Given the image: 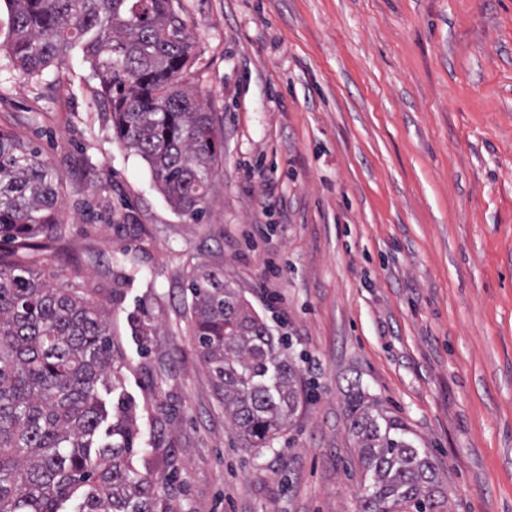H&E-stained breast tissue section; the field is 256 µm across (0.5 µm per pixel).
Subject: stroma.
<instances>
[{
  "label": "stroma",
  "instance_id": "1",
  "mask_svg": "<svg viewBox=\"0 0 512 512\" xmlns=\"http://www.w3.org/2000/svg\"><path fill=\"white\" fill-rule=\"evenodd\" d=\"M174 7L224 142L197 223L116 139L89 64L23 73L0 9V126L63 178L42 269L105 306L128 364L110 398L173 456L151 476L174 512H356L355 379L429 452L447 512H512V0ZM198 267L298 370L271 447H244L197 355Z\"/></svg>",
  "mask_w": 512,
  "mask_h": 512
}]
</instances>
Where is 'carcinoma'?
<instances>
[{
	"mask_svg": "<svg viewBox=\"0 0 512 512\" xmlns=\"http://www.w3.org/2000/svg\"><path fill=\"white\" fill-rule=\"evenodd\" d=\"M173 0H5L9 56L29 75L72 51L90 64L116 138L147 162L171 206L199 222L224 141L216 116L182 88L192 43ZM62 178L41 146L0 128V512H173L138 452L137 412L116 389L121 352L104 308L40 280L61 224ZM193 339L229 424L268 448L301 401L298 372L266 324L216 271H194ZM348 431L370 474L358 512H444L435 464L349 382Z\"/></svg>",
	"mask_w": 512,
	"mask_h": 512,
	"instance_id": "1",
	"label": "carcinoma"
}]
</instances>
